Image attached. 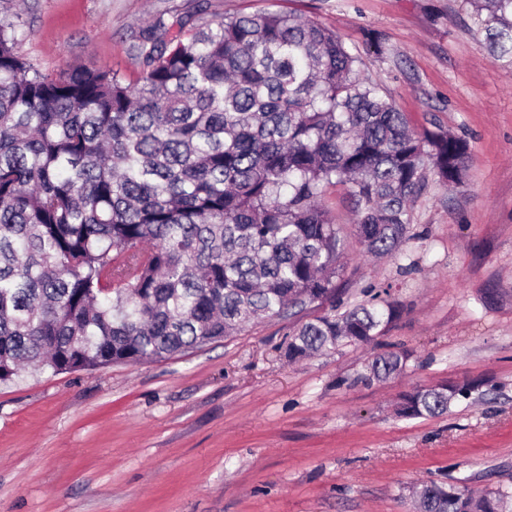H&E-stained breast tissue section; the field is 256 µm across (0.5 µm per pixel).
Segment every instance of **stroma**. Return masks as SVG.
<instances>
[{
	"instance_id": "obj_1",
	"label": "stroma",
	"mask_w": 512,
	"mask_h": 512,
	"mask_svg": "<svg viewBox=\"0 0 512 512\" xmlns=\"http://www.w3.org/2000/svg\"><path fill=\"white\" fill-rule=\"evenodd\" d=\"M197 0H0L45 72L136 79L131 30ZM210 17L293 11L333 29L417 131L465 138L463 184L411 203L400 257L364 254L347 188L324 204L345 239L350 301L388 289L380 336L287 363L274 317L145 364L0 385V512H409V488L512 487V68L494 63L469 0H207ZM404 373L365 376L374 355ZM475 382L438 417L403 418L420 386ZM408 360V355L397 352H384L374 357L370 365V376L368 379L384 381L401 373Z\"/></svg>"
}]
</instances>
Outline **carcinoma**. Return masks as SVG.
Listing matches in <instances>:
<instances>
[{"mask_svg":"<svg viewBox=\"0 0 512 512\" xmlns=\"http://www.w3.org/2000/svg\"><path fill=\"white\" fill-rule=\"evenodd\" d=\"M491 59L512 67V0H470ZM158 14L130 32L133 82L45 73L0 20V384L141 364L265 317L301 321L293 362L368 343L396 313L384 291L344 303L340 228L320 198L348 187L365 252L397 256L425 172L463 183L469 144L418 133L362 77L358 56L295 13ZM408 355L374 357L370 378ZM475 386L417 387L405 418L436 417ZM420 512H512V490L426 485Z\"/></svg>","mask_w":512,"mask_h":512,"instance_id":"1","label":"carcinoma"}]
</instances>
